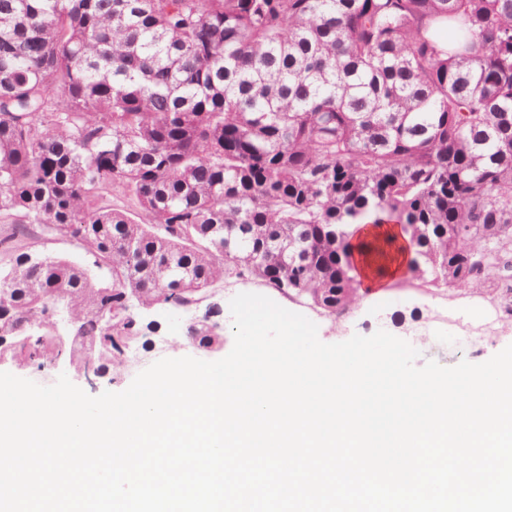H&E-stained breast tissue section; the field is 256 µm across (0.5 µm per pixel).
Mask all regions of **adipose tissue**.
I'll return each mask as SVG.
<instances>
[{
	"label": "adipose tissue",
	"mask_w": 512,
	"mask_h": 512,
	"mask_svg": "<svg viewBox=\"0 0 512 512\" xmlns=\"http://www.w3.org/2000/svg\"><path fill=\"white\" fill-rule=\"evenodd\" d=\"M359 243L388 241L390 253L384 267H376L368 259L358 260L356 275L364 279L369 289H383L398 280L405 271L407 253L404 248V235L395 224L363 223L359 226Z\"/></svg>",
	"instance_id": "ef3b65f1"
}]
</instances>
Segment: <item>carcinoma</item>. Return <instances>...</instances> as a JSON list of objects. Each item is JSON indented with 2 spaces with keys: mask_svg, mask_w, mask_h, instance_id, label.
I'll return each instance as SVG.
<instances>
[{
  "mask_svg": "<svg viewBox=\"0 0 512 512\" xmlns=\"http://www.w3.org/2000/svg\"><path fill=\"white\" fill-rule=\"evenodd\" d=\"M365 219L512 295V0H0L1 357L99 377L231 278L338 320Z\"/></svg>",
  "mask_w": 512,
  "mask_h": 512,
  "instance_id": "1",
  "label": "carcinoma"
}]
</instances>
